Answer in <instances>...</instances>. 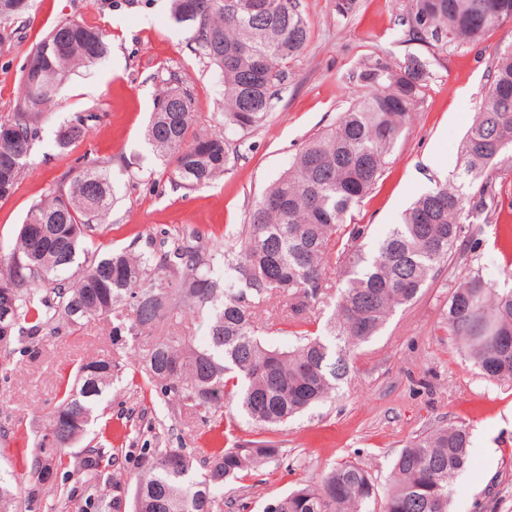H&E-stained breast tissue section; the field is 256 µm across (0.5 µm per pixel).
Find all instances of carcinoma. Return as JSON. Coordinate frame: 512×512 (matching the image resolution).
Segmentation results:
<instances>
[{
  "mask_svg": "<svg viewBox=\"0 0 512 512\" xmlns=\"http://www.w3.org/2000/svg\"><path fill=\"white\" fill-rule=\"evenodd\" d=\"M30 0H0V23L25 13ZM172 0L177 22L192 33L195 52L224 82L219 122L246 135L268 121L288 81V66L310 38L300 0ZM512 16V0H411L404 25L435 47L480 39L495 22ZM108 52L105 34L75 20L60 21L34 44L23 70L24 96L0 117V199L13 195L28 166L43 118L42 108L79 68ZM356 79L366 91L335 125L311 137L288 171L254 202L242 224L224 230V243L208 246L197 228L165 230L139 252L89 248L93 221L115 201L108 160L66 175L46 199L28 209L17 246L0 255V315H8L11 340L0 347L25 353L46 334L83 321L112 317L115 336L151 342L137 371L168 400L204 411L206 424L223 420L233 402L253 431L283 426L330 398L350 373L354 351L379 335L387 320L418 298L454 247L474 239L472 226L498 220L504 206L494 173L512 162V51L500 53L479 112L460 146L452 178L437 181L387 233L367 246V225L354 210L376 188L403 138L416 105L429 89L426 64L416 57L392 69L365 61ZM78 116L56 134L66 151L80 142L86 121ZM194 98L178 85L154 105L147 144L171 168L177 188L194 190L224 174L222 132H193ZM224 267V277L213 276ZM339 274V282L333 275ZM332 313L321 319L332 290ZM286 308L282 320L298 326L297 344L282 350L266 332L270 300ZM192 311L209 329L210 344L197 347L176 328ZM169 321L175 328L157 335ZM443 329L482 375L512 381V288H494L466 276L448 298ZM116 359L82 364L74 382L64 379L59 399L21 459L25 486L14 493L0 476V512H40L48 493L70 499L62 483H46L43 467L57 475L74 470L87 480L112 482V449H67L100 415L119 378ZM225 427L223 448L198 469L182 449L143 457L132 512H235L240 492L261 465L279 456L276 441L240 439ZM469 431L441 426L410 439L393 463V480L380 500L362 464L331 465L315 484H299L264 512H449L451 481L467 467ZM229 487L218 499L214 488Z\"/></svg>",
  "mask_w": 512,
  "mask_h": 512,
  "instance_id": "obj_1",
  "label": "carcinoma"
}]
</instances>
